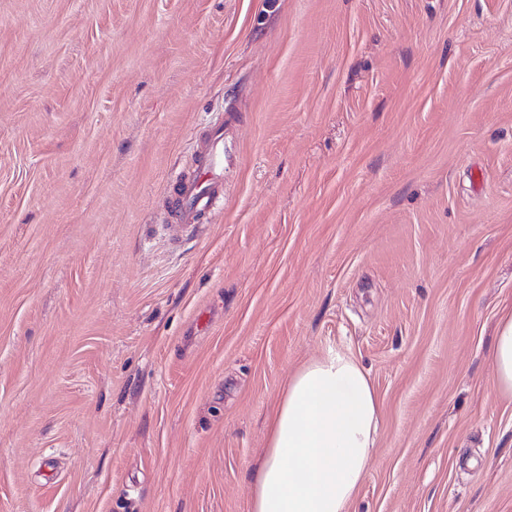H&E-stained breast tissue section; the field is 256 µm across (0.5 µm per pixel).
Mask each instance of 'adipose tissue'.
<instances>
[{
    "instance_id": "adipose-tissue-1",
    "label": "adipose tissue",
    "mask_w": 512,
    "mask_h": 512,
    "mask_svg": "<svg viewBox=\"0 0 512 512\" xmlns=\"http://www.w3.org/2000/svg\"><path fill=\"white\" fill-rule=\"evenodd\" d=\"M493 387L512 396V312L491 351ZM381 401L351 356L328 351L288 380L264 459L250 481L252 512H349L376 446Z\"/></svg>"
}]
</instances>
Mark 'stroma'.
Returning <instances> with one entry per match:
<instances>
[{
  "label": "stroma",
  "instance_id": "35a3bbf8",
  "mask_svg": "<svg viewBox=\"0 0 512 512\" xmlns=\"http://www.w3.org/2000/svg\"><path fill=\"white\" fill-rule=\"evenodd\" d=\"M511 311L512 0H0V512H249L330 349L381 401L350 512H512ZM216 124L201 140L192 170L172 177L171 218L184 225L201 224L224 196V129ZM493 387L504 396H512V312L498 324L491 351Z\"/></svg>",
  "mask_w": 512,
  "mask_h": 512
}]
</instances>
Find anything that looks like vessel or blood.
<instances>
[{"label": "vessel or blood", "mask_w": 512, "mask_h": 512, "mask_svg": "<svg viewBox=\"0 0 512 512\" xmlns=\"http://www.w3.org/2000/svg\"><path fill=\"white\" fill-rule=\"evenodd\" d=\"M171 218L180 224L202 223L224 195V131L214 127L201 140L190 172L172 177Z\"/></svg>", "instance_id": "b4317fda"}]
</instances>
